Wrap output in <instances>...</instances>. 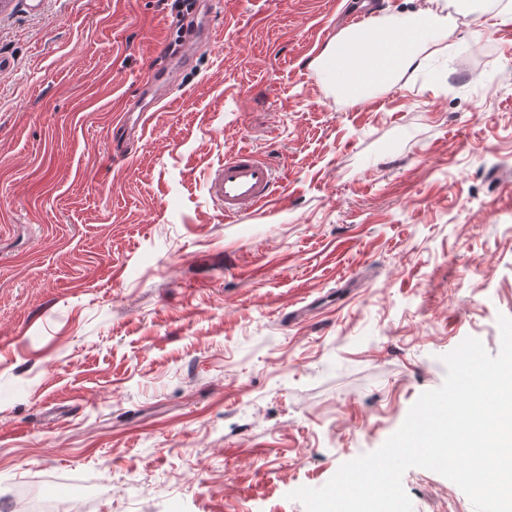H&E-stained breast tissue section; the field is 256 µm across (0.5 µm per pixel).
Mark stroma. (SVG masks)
Here are the masks:
<instances>
[{"label":"stroma","instance_id":"obj_1","mask_svg":"<svg viewBox=\"0 0 512 512\" xmlns=\"http://www.w3.org/2000/svg\"><path fill=\"white\" fill-rule=\"evenodd\" d=\"M498 0L396 87L350 103L313 68L415 0H213L212 36L125 156L121 105L174 0H0V512H305L378 449L442 355L512 317V24ZM462 67L448 61L460 53ZM248 148L278 206L206 189ZM414 512H473L406 471Z\"/></svg>","mask_w":512,"mask_h":512}]
</instances>
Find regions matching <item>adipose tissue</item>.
I'll use <instances>...</instances> for the list:
<instances>
[{
  "label": "adipose tissue",
  "mask_w": 512,
  "mask_h": 512,
  "mask_svg": "<svg viewBox=\"0 0 512 512\" xmlns=\"http://www.w3.org/2000/svg\"><path fill=\"white\" fill-rule=\"evenodd\" d=\"M448 2L424 0L417 10L346 26L314 65L327 71L338 95L351 103L366 98L372 87H394L455 35Z\"/></svg>",
  "instance_id": "1"
}]
</instances>
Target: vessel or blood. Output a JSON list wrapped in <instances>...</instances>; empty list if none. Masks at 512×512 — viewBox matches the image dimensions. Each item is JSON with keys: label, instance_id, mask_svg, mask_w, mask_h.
<instances>
[{"label": "vessel or blood", "instance_id": "vessel-or-blood-1", "mask_svg": "<svg viewBox=\"0 0 512 512\" xmlns=\"http://www.w3.org/2000/svg\"><path fill=\"white\" fill-rule=\"evenodd\" d=\"M208 192L225 219L233 222L273 205L280 195L272 164L245 148L225 156L210 177Z\"/></svg>", "mask_w": 512, "mask_h": 512}]
</instances>
